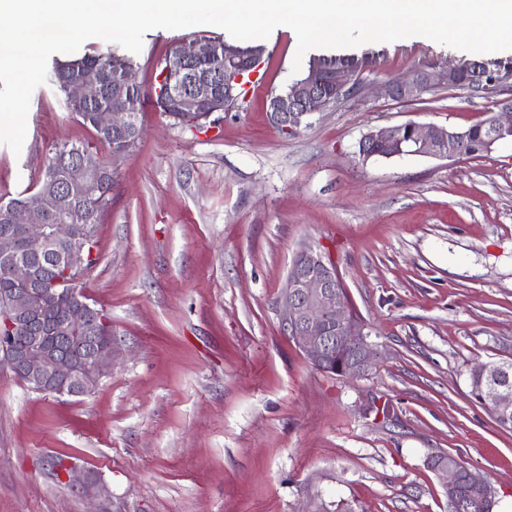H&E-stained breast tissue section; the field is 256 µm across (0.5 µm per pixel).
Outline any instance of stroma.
Segmentation results:
<instances>
[{"label":"stroma","mask_w":512,"mask_h":512,"mask_svg":"<svg viewBox=\"0 0 512 512\" xmlns=\"http://www.w3.org/2000/svg\"><path fill=\"white\" fill-rule=\"evenodd\" d=\"M224 29H152L134 59L158 60ZM264 86L195 132L146 107L117 168L79 279L112 321V367L82 397L32 391L0 371V512H92L51 475L95 470L112 512H448L452 454L512 497V430L472 394L470 371L512 362V142L478 158L361 161L368 131L405 122L464 130L490 102L441 88L381 96L411 69L462 50L422 36L368 43L358 94L283 137L268 104L292 77L297 37L265 39ZM94 133L37 87L20 153L0 145V196L41 177L50 146ZM336 266L376 355L361 377L311 365L286 335L282 294L301 248Z\"/></svg>","instance_id":"1"}]
</instances>
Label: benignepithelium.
<instances>
[{"label": "benign epithelium", "mask_w": 512, "mask_h": 512, "mask_svg": "<svg viewBox=\"0 0 512 512\" xmlns=\"http://www.w3.org/2000/svg\"><path fill=\"white\" fill-rule=\"evenodd\" d=\"M212 52L211 45L196 41L179 47L174 56L185 64H191ZM456 70L473 73L479 93L498 97V111L489 113L484 122L487 128L485 148L490 150L501 143V137L512 132V98L506 96L512 88V72H501L493 79L475 71L472 62L461 58L446 66H421L407 72L402 78L383 87L382 95L399 102H410L425 89L448 85V73ZM241 78L224 84V98L218 97V87L209 72L195 74L189 88L182 93L181 111L195 112L198 105L207 106L208 121L213 112H230L240 99L238 84ZM336 98L328 97L320 82L308 78L294 79L288 84V92L276 93L269 99L268 112L272 125L284 132H300L310 124L317 112L335 106L347 96L351 77L338 73L335 77ZM139 85L138 72L128 69L124 76L106 88L112 108L97 114V125L102 130L132 131L137 120L125 103L132 89ZM90 90L88 81H73L64 85L65 97L70 106L82 104ZM469 142V131L455 130L428 124L406 122L391 127L371 130L363 135L358 144L359 157L367 161L374 157L370 146L387 151L388 157L432 156L455 160L464 156L463 148ZM130 152L123 143L112 145L109 159L99 154L87 153L78 163V171L64 178L68 190L64 194L46 190L34 200L14 203L8 210L12 229L0 232V262L4 273L17 281L20 289L5 297L4 310L8 313H24L33 316L26 321L5 320L9 335L0 336V368L9 369L14 377L41 393L79 397L86 394L88 385L100 379L112 361V339L107 336H91L93 351L85 356L76 350L62 352L51 350L37 342H28V335L41 327L35 316L57 307L51 291L27 289L31 270L38 264L59 267L55 238L57 233L45 223L49 215L62 217L73 203L98 190V178L103 167L117 171L118 162ZM83 244L73 239L66 255L65 273H70L83 259ZM283 328L297 347L319 370L338 376H357L366 372L372 355L366 337H361L360 347L351 356L332 364L335 340L330 331L345 332L352 329L354 316L343 281L336 267L327 263L323 256L312 250L302 249L294 257L288 271L283 293ZM105 322L102 313L85 301L78 299L62 309L59 322L52 325L54 333L65 342L80 339V333L89 331ZM485 399L502 418H512V386L497 378L485 390ZM65 482L78 487L85 495L98 502L94 512H108L112 495L108 487L97 478V472L81 469L73 462L51 466ZM437 469L447 476V488L454 491L462 481L459 467L442 462Z\"/></svg>", "instance_id": "7a95c632"}]
</instances>
